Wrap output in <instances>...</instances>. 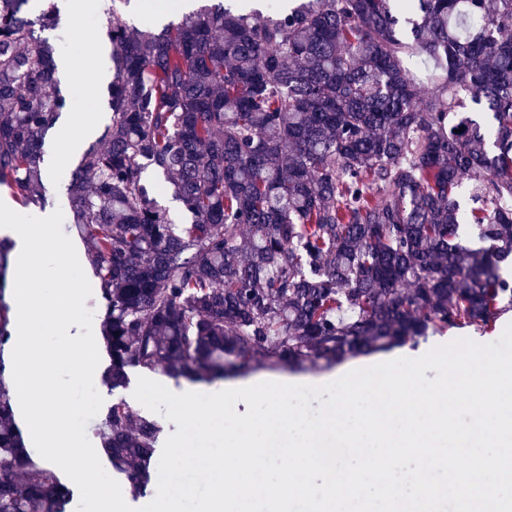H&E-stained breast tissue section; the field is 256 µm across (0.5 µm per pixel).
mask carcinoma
Here are the masks:
<instances>
[{
	"mask_svg": "<svg viewBox=\"0 0 512 512\" xmlns=\"http://www.w3.org/2000/svg\"><path fill=\"white\" fill-rule=\"evenodd\" d=\"M56 0H0V186L45 204L44 136L66 107ZM109 122L69 204L105 300L109 383L127 368L224 377L330 368L512 305V0L204 4L153 34L112 18ZM427 65L417 75L404 64ZM487 125L466 110L465 98ZM162 174L177 225L146 184ZM0 240V345L11 332ZM159 427L125 402L99 432L135 492ZM0 380V512H68Z\"/></svg>",
	"mask_w": 512,
	"mask_h": 512,
	"instance_id": "carcinoma-1",
	"label": "carcinoma"
}]
</instances>
